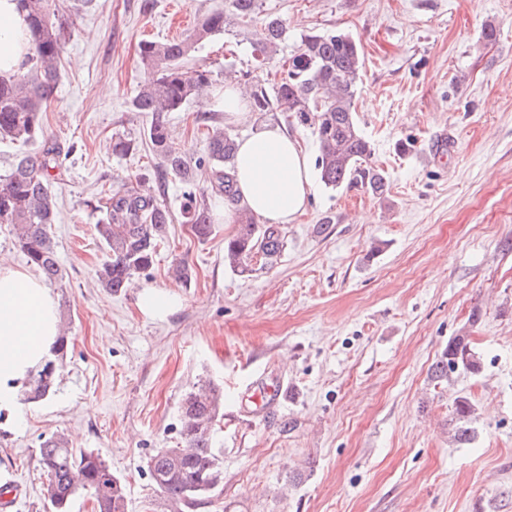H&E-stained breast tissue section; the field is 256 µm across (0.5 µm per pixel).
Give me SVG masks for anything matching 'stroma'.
I'll list each match as a JSON object with an SVG mask.
<instances>
[{
	"label": "stroma",
	"mask_w": 512,
	"mask_h": 512,
	"mask_svg": "<svg viewBox=\"0 0 512 512\" xmlns=\"http://www.w3.org/2000/svg\"><path fill=\"white\" fill-rule=\"evenodd\" d=\"M288 23V56L308 31L351 34L364 64L354 110L387 179L384 197L316 183L305 214L282 225L285 248L242 275L224 263V198L206 240L183 224L185 185L151 180L173 221L154 266L130 288L96 281L108 258L95 226L101 190L152 172L146 113L130 102L143 74L138 45L180 35L226 0H61L77 30L44 114L62 165L53 173L52 226L62 282L53 286L68 350L57 390L0 413V485L20 486L9 512H49L41 439L65 435L99 452L126 486L127 512H512V0H260ZM494 27L496 37L483 33ZM252 24L199 46L206 103L168 115L188 161L208 128L236 139L267 126L319 154L310 128L285 113L228 120L224 73L265 76ZM447 132L455 149L434 161ZM136 151L113 155L115 136ZM193 270L178 286L174 261ZM175 286L167 315L142 311L144 287ZM468 329L482 359L453 389L428 370ZM224 389L213 446L224 485L206 504L175 506L155 490L148 458L179 446L178 405L197 383ZM285 383L271 408L245 391ZM476 408L472 444L450 442L452 400Z\"/></svg>",
	"instance_id": "obj_1"
}]
</instances>
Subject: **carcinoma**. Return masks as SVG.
Returning <instances> with one entry per match:
<instances>
[{"mask_svg": "<svg viewBox=\"0 0 512 512\" xmlns=\"http://www.w3.org/2000/svg\"><path fill=\"white\" fill-rule=\"evenodd\" d=\"M26 14L34 54L24 63L23 73L0 77V139L27 146L43 136V112L61 76L60 62L66 40L75 29L72 15L60 0H19ZM260 0H228L229 14L204 16L184 36L164 41H144L139 61L144 80L131 100L134 112H148L151 123L147 138L160 161L154 172L158 180L174 178L189 186L181 216L199 240L211 233V215L205 196L196 195L192 166L175 147L166 123L169 112H177L211 84V71L190 66L188 60L204 41L224 33L229 24L248 25L259 13ZM288 38V25L278 16L264 20L262 39L254 46V59L263 66L276 55ZM363 66L360 46L346 33H303L294 53L269 80L243 73L231 74L253 112H287L297 123L313 129L319 142L316 165L323 184L337 189L345 184L365 188L381 197L386 192L383 171L372 164L373 148L362 135L355 118L354 99ZM236 142L222 128L206 134L205 158L215 189L224 203L233 206L236 233L224 241V262L238 272L250 271L258 255L272 260L283 248L284 236L276 224H259L236 190ZM60 152L44 148L23 155L11 171L0 178V224L12 226L15 242L49 284L63 279L56 258L51 227L56 220V196L50 177L59 167ZM147 175L136 184H126L100 198L103 213L97 232L109 253L98 271L101 286L118 291L133 277L148 270L165 239L171 213L147 186ZM49 359L33 373L24 391L25 400L39 402L53 394L57 368ZM481 357L469 337L448 340L433 364L430 380L450 385L454 376L476 374ZM224 406V393L208 383L184 395L178 406L182 447L160 448L147 461L157 492L175 504L199 505L224 483L223 462L213 448V425ZM451 437L459 445L474 440L471 401L458 395L452 402ZM39 465L47 475L45 498L53 512H70L75 497L91 492L95 512H126L125 487L100 454L76 453L62 434H52L39 445Z\"/></svg>", "mask_w": 512, "mask_h": 512, "instance_id": "carcinoma-1", "label": "carcinoma"}]
</instances>
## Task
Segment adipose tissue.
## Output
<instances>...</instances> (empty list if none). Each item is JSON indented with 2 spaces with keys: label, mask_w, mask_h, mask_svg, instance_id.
Segmentation results:
<instances>
[{
  "label": "adipose tissue",
  "mask_w": 512,
  "mask_h": 512,
  "mask_svg": "<svg viewBox=\"0 0 512 512\" xmlns=\"http://www.w3.org/2000/svg\"><path fill=\"white\" fill-rule=\"evenodd\" d=\"M32 40L16 0H0V75H17ZM238 190L249 208L272 224L301 215L312 191V166L296 139L277 127L241 140ZM60 333L57 301L37 275L0 262V410L44 362Z\"/></svg>",
  "instance_id": "obj_1"
}]
</instances>
